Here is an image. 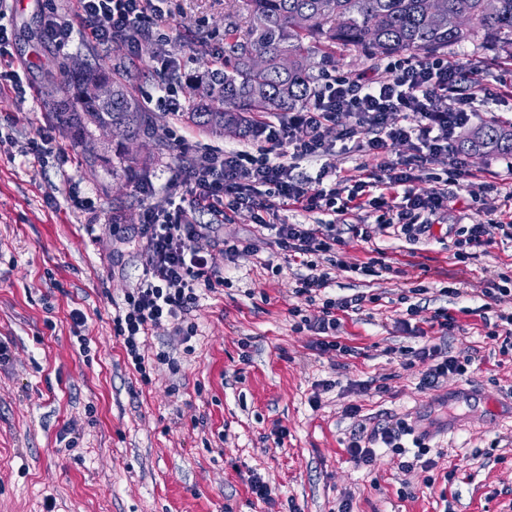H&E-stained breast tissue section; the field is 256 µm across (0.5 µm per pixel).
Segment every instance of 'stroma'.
Segmentation results:
<instances>
[{
    "label": "stroma",
    "instance_id": "1",
    "mask_svg": "<svg viewBox=\"0 0 512 512\" xmlns=\"http://www.w3.org/2000/svg\"><path fill=\"white\" fill-rule=\"evenodd\" d=\"M165 17L135 55L90 42L74 0H11L5 23L12 31L0 73L17 71L22 91L0 93V339L12 357L0 364V512H512V356L482 331L475 315L486 274L512 264V241H499L468 266L455 263L449 225L484 224L512 188L493 154H471L469 169L488 185L472 196L448 189V218L420 240L389 235L375 212L348 215L367 225L372 239H348L343 267L331 271L332 293L379 295L376 303L344 316L340 343L352 354L321 350L308 328H295L290 308L319 315L293 291L296 270L283 264L272 237L258 236L255 211L243 208L232 222L196 241L222 277L191 319L195 351L178 350L171 326L153 330L146 355L172 352L179 373L154 371L149 382L128 368L112 330V303L143 271L137 243L122 244L113 225L137 230L152 201L164 199L184 177V160L206 149L243 148L233 135L211 136L185 110L192 77L218 67L224 30L237 21L232 0H164ZM55 14L69 23L62 49L42 37ZM500 78L512 77L504 53L466 43L449 49ZM102 62L120 77L154 118L152 132L131 136L92 129L79 143L61 129L47 96L80 62ZM386 58L337 52L320 70L317 88L339 77L387 78ZM178 90L182 113L157 103L165 85ZM54 133L53 153L27 154L28 143ZM68 156L59 164L57 153ZM147 158L124 171L120 153ZM96 200L98 215L72 210L71 185ZM254 240L259 255L223 252L222 242ZM383 250L392 272L371 280L349 273L373 248ZM270 260L282 270L262 266ZM459 282V298L440 295L442 283ZM429 288V308L456 313L450 335L405 331L397 298L417 285ZM87 316L90 356L71 342L72 310ZM475 358L469 377L449 376L433 389L420 386L424 363L409 368L403 350L423 344ZM464 387L488 398L489 407L467 412L461 428L430 435L431 470L416 465V447L404 437L402 452L378 450L371 465L356 466L347 453L351 430L417 416ZM359 407V416L348 413ZM76 437L65 448L63 433ZM259 476L272 499L250 487ZM434 485H426L425 476Z\"/></svg>",
    "mask_w": 512,
    "mask_h": 512
}]
</instances>
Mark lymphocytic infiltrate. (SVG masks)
<instances>
[{
    "label": "lymphocytic infiltrate",
    "mask_w": 512,
    "mask_h": 512,
    "mask_svg": "<svg viewBox=\"0 0 512 512\" xmlns=\"http://www.w3.org/2000/svg\"><path fill=\"white\" fill-rule=\"evenodd\" d=\"M77 14L88 38L111 47L119 43L134 49L140 39L149 37L150 26L162 20L155 0H75ZM384 80L355 78L331 83L313 103L292 113L287 122L263 123L266 142L278 146L276 154L267 150L252 153L246 149L227 152L205 151L193 159L185 173L190 184L188 205L171 201L150 204L138 232L145 256L143 273L136 288L125 292L115 306L112 324L126 359L142 380H149L154 365L179 372L180 363L169 352L160 351L154 362L143 354L150 332L168 321L177 322L176 337L185 354H192V338L197 326L189 316L202 292L212 290L213 277L208 259L196 249L195 240L208 226L198 223L197 215L209 213L212 222L230 220L239 208L260 213L258 227L275 233V244L287 263L301 267L294 292L308 303H320L321 314L310 328L318 335L320 349L339 348L336 339L342 314L362 309L364 294L330 297L332 279L319 269L316 255L335 252L344 240L339 228L346 215L372 209L377 220L394 235L412 236L427 232L430 219L448 207V193L439 187V175L430 172V163L440 155L448 157V182L469 177L465 154L460 149L458 129L471 123L476 95L485 91L483 76L467 63H451L440 57L409 56L393 58ZM352 122L342 129L341 139L352 142L355 151L374 156L373 169L356 167L349 174L338 173L325 162V128L340 116ZM409 141L415 155L404 162L393 161L391 146ZM319 161L313 176L296 175L298 160ZM434 182L427 193H418L414 184ZM267 189L257 196L256 187ZM330 215L325 228L312 224H290L281 219L284 211ZM512 241V191L507 192L496 219L490 224H470L456 231L453 257L465 263L486 251L496 237ZM438 346L413 350L418 361H430L421 375L423 387H437L448 374L468 375L472 359L440 357ZM413 436L419 454L428 448L414 427L399 421L367 432L352 431L348 451L356 464H370L377 448L402 450L404 436Z\"/></svg>",
    "instance_id": "lymphocytic-infiltrate-1"
}]
</instances>
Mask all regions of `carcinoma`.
Here are the masks:
<instances>
[{
    "label": "carcinoma",
    "mask_w": 512,
    "mask_h": 512,
    "mask_svg": "<svg viewBox=\"0 0 512 512\" xmlns=\"http://www.w3.org/2000/svg\"><path fill=\"white\" fill-rule=\"evenodd\" d=\"M486 2L443 0L442 15L433 18L427 0H243L245 27L225 29L222 66L196 77L189 117L211 134L257 136L258 117L289 112L316 95L314 69L330 63L338 49L374 58L480 43L512 59V0H493L490 9ZM95 81L112 84V103L83 95ZM60 93L55 117L79 139L88 124L152 129L149 113L99 62L72 72ZM470 144L474 153L511 151L512 128L488 121Z\"/></svg>",
    "instance_id": "obj_1"
}]
</instances>
